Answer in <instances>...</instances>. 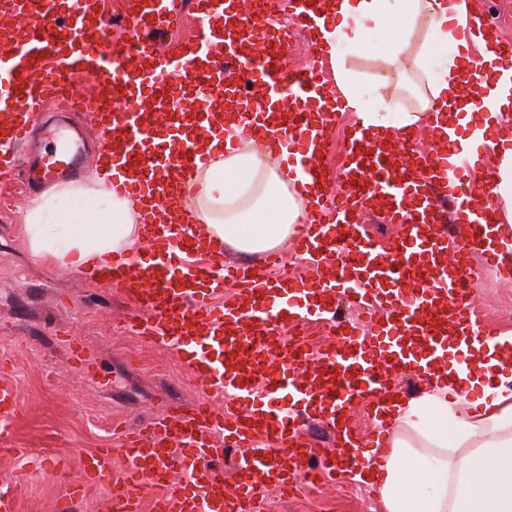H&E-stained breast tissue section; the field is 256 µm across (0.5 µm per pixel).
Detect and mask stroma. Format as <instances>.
Returning a JSON list of instances; mask_svg holds the SVG:
<instances>
[{
	"instance_id": "35a3bbf8",
	"label": "stroma",
	"mask_w": 512,
	"mask_h": 512,
	"mask_svg": "<svg viewBox=\"0 0 512 512\" xmlns=\"http://www.w3.org/2000/svg\"><path fill=\"white\" fill-rule=\"evenodd\" d=\"M386 37L366 41L361 56L347 67L362 81L387 76L383 94L399 92L400 64L383 59ZM25 201L0 195V251L7 267L27 276L25 288L0 292V380L13 384L18 412L12 422L17 456L0 461V485L23 478L25 494L18 512H47L80 482L86 454L112 442V426L170 405L189 406L201 392L190 371L169 352L148 346L117 327L102 326L111 313L126 314L128 301L102 284L84 283L82 272L33 256L24 230ZM512 307V291L499 288L492 270H484L473 308L493 335L512 334V320L499 321L491 310ZM94 352L112 380L103 388L70 368L66 339ZM63 458L65 471L46 476L41 461ZM360 484L324 483L301 498L269 491L266 500L278 512H362Z\"/></svg>"
}]
</instances>
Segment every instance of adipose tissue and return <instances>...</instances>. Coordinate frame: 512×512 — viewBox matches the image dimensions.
Masks as SVG:
<instances>
[{"mask_svg": "<svg viewBox=\"0 0 512 512\" xmlns=\"http://www.w3.org/2000/svg\"><path fill=\"white\" fill-rule=\"evenodd\" d=\"M426 34L418 48L410 39L420 19ZM392 32L386 54L411 61L417 98L408 111L400 97L363 84L346 66L359 54L365 33ZM471 30L464 0H337L322 30V53L331 61L346 106L371 139L395 137L409 127L433 123L455 107L458 126L471 119L473 104L460 96V60L483 49ZM498 172L494 194L504 234L512 233V127L488 144ZM209 162L185 185L195 213L215 247L230 244L245 253L279 247L297 232L310 208L298 191L299 170L288 150L274 163L261 162L253 140L222 142L212 135ZM86 204L80 184L55 187L33 197L25 230L35 256L62 266L85 267L95 259L136 250L140 227L132 199L108 191L93 202L94 223L82 221ZM382 470H365L377 484L384 512H512V367L493 347L478 351L470 367L449 359L418 397L399 402L380 438Z\"/></svg>", "mask_w": 512, "mask_h": 512, "instance_id": "1", "label": "adipose tissue"}]
</instances>
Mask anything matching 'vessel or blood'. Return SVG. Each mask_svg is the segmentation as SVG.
Segmentation results:
<instances>
[{
	"label": "vessel or blood",
	"mask_w": 512,
	"mask_h": 512,
	"mask_svg": "<svg viewBox=\"0 0 512 512\" xmlns=\"http://www.w3.org/2000/svg\"><path fill=\"white\" fill-rule=\"evenodd\" d=\"M330 2L289 0L295 28L288 31L275 23L277 0H263L253 16L246 0H195L205 28L182 46L165 39L175 0H132L123 43L109 42L106 20L99 36H89L97 0H70L63 10L57 0H0V18L19 21L25 33L20 42L0 39V182L49 185L81 166L80 153L37 157L30 143L46 102L72 94L74 74L94 77L95 92L80 110L93 118L90 133L112 148L95 164L111 171L114 191L142 201L152 260L116 255L83 277L129 298L134 310L124 330L176 355L204 391L189 407L118 429L119 449L83 459L84 483L57 503L58 512H68L84 484L102 482L119 512H141L147 498L152 512H260L269 488L293 495L302 482L335 479L337 449H353L356 467L365 468L361 436L344 418L368 402L387 422L400 395L397 373L447 361L454 340L485 342L471 306L482 268L472 258L511 281L512 250L494 225L496 173L472 168L456 125L381 142L349 135L342 191L328 192L336 176L321 156L342 105L327 103L317 72L287 71L285 61L293 32L320 47ZM485 50L496 64L466 67L465 100L512 98V41L494 34ZM255 124L267 136L259 151L288 142L304 186L316 191V209L294 241L310 278L271 276L273 255L245 262L212 253L198 225L164 219L178 176L198 167L199 134L220 127L241 138ZM158 129L178 133L177 154L155 151ZM424 138L438 154L416 150ZM369 213L401 226L390 252L368 233L362 217ZM457 224L469 229L462 245ZM229 283L237 295L225 296ZM343 302L368 322L340 318ZM320 320L336 326L338 338L316 349L300 329ZM72 368L112 385L82 346L72 348ZM277 396L288 397L289 409L274 405ZM15 413L13 387L0 384V456L17 453L7 423ZM230 449L238 455L229 480ZM117 452L125 460L118 480Z\"/></svg>",
	"instance_id": "vessel-or-blood-1"
}]
</instances>
